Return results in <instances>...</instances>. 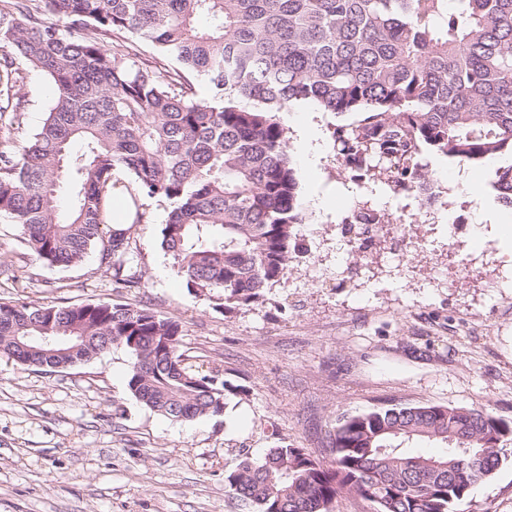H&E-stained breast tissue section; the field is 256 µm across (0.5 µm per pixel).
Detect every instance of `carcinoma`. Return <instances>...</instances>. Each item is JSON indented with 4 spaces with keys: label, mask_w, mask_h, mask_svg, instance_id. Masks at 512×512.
Wrapping results in <instances>:
<instances>
[{
    "label": "carcinoma",
    "mask_w": 512,
    "mask_h": 512,
    "mask_svg": "<svg viewBox=\"0 0 512 512\" xmlns=\"http://www.w3.org/2000/svg\"><path fill=\"white\" fill-rule=\"evenodd\" d=\"M122 35L159 56L136 65L104 49ZM0 50L5 92L31 70L55 89L38 131L0 150V220L53 267L101 245L117 288L134 262L123 234L103 232L117 189L135 224L145 222L139 198L168 206L161 247L214 309L247 306L285 278L307 215L277 114L297 102L359 116L331 138L360 178L430 201L423 150L494 160L490 185L512 209V0H0ZM194 77L211 99L197 97ZM347 223L394 220L360 208ZM181 335L180 322L138 304L0 303V352L17 362L55 372L120 345L145 406L175 420L223 416L224 380L186 364ZM420 441L442 452H411ZM510 446L512 427L486 409L378 408L339 423L330 464L280 445L225 485L256 512H331L344 493L375 512H454Z\"/></svg>",
    "instance_id": "1"
}]
</instances>
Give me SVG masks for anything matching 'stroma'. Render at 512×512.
Returning a JSON list of instances; mask_svg holds the SVG:
<instances>
[{"label": "stroma", "mask_w": 512, "mask_h": 512, "mask_svg": "<svg viewBox=\"0 0 512 512\" xmlns=\"http://www.w3.org/2000/svg\"><path fill=\"white\" fill-rule=\"evenodd\" d=\"M16 92L28 103L0 130L6 149L35 133L54 97L35 72ZM280 120L309 214L305 254L251 306L222 313L187 290L160 246L168 211L153 199L142 201L145 223L122 227L138 254L140 280L129 288L113 287L99 248L78 266L50 267L20 226L0 223V303L150 307L180 322L193 369L220 371L233 388L223 416L174 420L131 394L125 348L59 372L0 353V512H253L225 476L281 442L330 461L343 417L436 404L483 407L512 424V288L484 287L495 274L512 278L491 222L506 209L488 166L424 153L436 193L427 205L345 169L331 128L352 115L296 103ZM328 193L342 204L321 206ZM356 207L406 227L380 225L371 250L347 253L341 226ZM452 238L465 242L464 257L449 252ZM458 512H512V456Z\"/></svg>", "instance_id": "stroma-1"}]
</instances>
